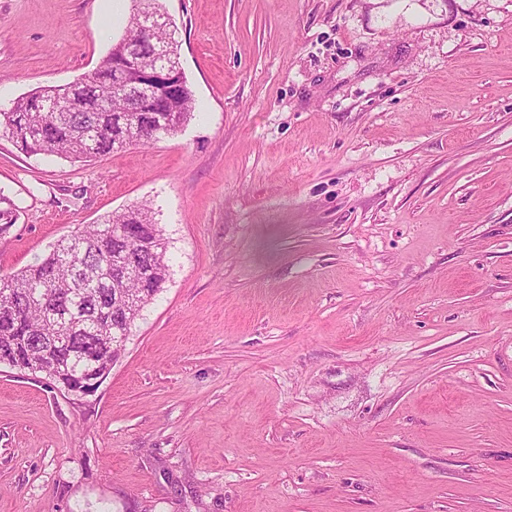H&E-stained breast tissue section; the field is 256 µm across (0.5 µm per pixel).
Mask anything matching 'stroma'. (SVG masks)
<instances>
[{
    "label": "stroma",
    "instance_id": "obj_1",
    "mask_svg": "<svg viewBox=\"0 0 512 512\" xmlns=\"http://www.w3.org/2000/svg\"><path fill=\"white\" fill-rule=\"evenodd\" d=\"M197 109L90 162L0 138V275L152 207L99 388L0 365V512H512V0H162ZM104 0H0V103Z\"/></svg>",
    "mask_w": 512,
    "mask_h": 512
}]
</instances>
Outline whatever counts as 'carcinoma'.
I'll list each match as a JSON object with an SVG mask.
<instances>
[{
    "label": "carcinoma",
    "instance_id": "cac0c4a2",
    "mask_svg": "<svg viewBox=\"0 0 512 512\" xmlns=\"http://www.w3.org/2000/svg\"><path fill=\"white\" fill-rule=\"evenodd\" d=\"M176 29L156 24L149 32L129 29L140 40L143 69L152 55L178 57ZM115 44L99 67L83 76L90 92L112 82ZM61 87H41L0 108V137L25 154L91 161L128 148L116 124L124 103L116 98L110 112L65 111ZM196 110L192 90L168 100L142 101L140 119L154 134L144 145L176 135ZM10 200L0 196V232L14 224ZM118 265L139 272L113 283ZM168 271L167 241L147 204L84 224L54 246L38 264L0 276V363L41 373L73 392L94 391L124 350L141 311L162 290Z\"/></svg>",
    "mask_w": 512,
    "mask_h": 512
}]
</instances>
